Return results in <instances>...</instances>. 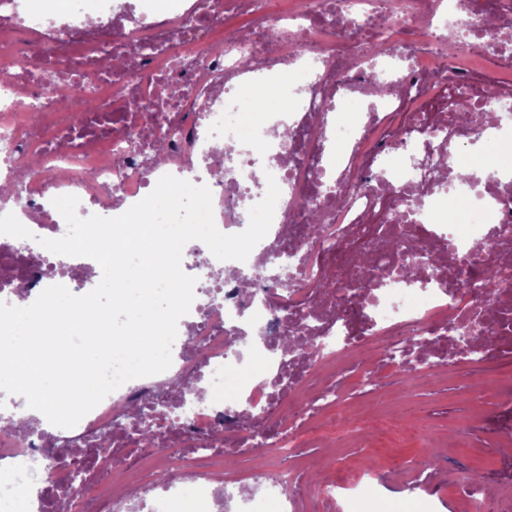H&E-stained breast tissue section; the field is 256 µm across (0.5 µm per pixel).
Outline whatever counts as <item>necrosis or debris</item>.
Instances as JSON below:
<instances>
[{
	"instance_id": "1",
	"label": "necrosis or debris",
	"mask_w": 512,
	"mask_h": 512,
	"mask_svg": "<svg viewBox=\"0 0 512 512\" xmlns=\"http://www.w3.org/2000/svg\"><path fill=\"white\" fill-rule=\"evenodd\" d=\"M41 2L0 0V71L10 77L0 84V178L10 182L0 216L15 214L32 233L0 235V301L29 305L57 284L94 289V260L54 270L51 252L32 242L59 232L55 197L77 196L80 217H114L170 174L208 186L217 228L236 234L268 179L281 194L246 261L218 273L208 247L192 245L195 299L168 370L125 383L74 428L34 414L0 427V459L15 470L0 499L27 486L38 491L36 512H172L184 499L223 512L224 486L200 463L249 456L237 425L247 413L270 431L259 449L269 489L241 495V512H286L291 489L328 496L291 464L313 436L309 419L350 389L413 391L396 368L403 336H438L464 317L458 291L512 244V162L470 182L440 175L444 164L469 169L472 139L512 147V118L481 93L495 84L512 99V0H289L277 10L269 0H180L164 15L151 0ZM233 12L248 22L231 31ZM460 84L488 114L475 138L456 119ZM63 92L73 108L92 103L82 123L61 108ZM246 96L260 110L249 120L239 112ZM161 137L158 161L145 146ZM400 210L410 223H393ZM314 214L316 238L306 229ZM388 238L445 253L448 264L423 265V289L394 276L358 304L322 294L326 280L355 292L358 257L377 259ZM297 315L316 352L285 376L279 338ZM246 355L256 378L219 400L218 374ZM137 410L165 415L152 448L133 430ZM148 454L161 465L113 490L114 472ZM78 478L112 492H74Z\"/></svg>"
}]
</instances>
